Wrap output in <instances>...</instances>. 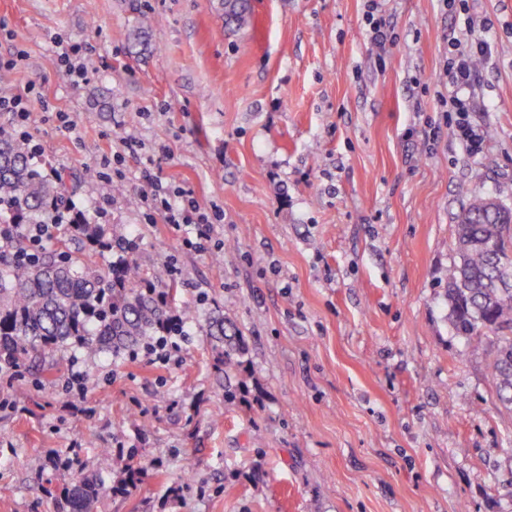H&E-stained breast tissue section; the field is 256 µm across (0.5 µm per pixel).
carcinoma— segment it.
<instances>
[{
    "label": "carcinoma",
    "instance_id": "cac0c4a2",
    "mask_svg": "<svg viewBox=\"0 0 512 512\" xmlns=\"http://www.w3.org/2000/svg\"><path fill=\"white\" fill-rule=\"evenodd\" d=\"M222 7L225 30L249 24L248 0H222ZM63 191V178L46 179L22 142L0 128V212H7V223L19 225L11 246L0 249V366L55 364L70 350L90 359L118 356L166 334L174 313L187 322L194 318L192 309L173 307L177 284L164 271L143 277L136 240L110 224H92L78 211L63 225L59 248L41 252L33 264H18L14 252L27 246L20 225L44 223L64 203ZM488 200L471 198L457 216V261L448 268L445 295L457 334L495 335L498 398L512 407V223H500L512 208ZM114 249L116 260L105 266L94 261ZM206 335L217 365L224 367L229 402L236 397L232 379L247 350L245 338L218 310ZM99 490L98 482L76 477L64 493L67 512H94Z\"/></svg>",
    "mask_w": 512,
    "mask_h": 512
}]
</instances>
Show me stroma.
Here are the masks:
<instances>
[{
  "instance_id": "stroma-1",
  "label": "stroma",
  "mask_w": 512,
  "mask_h": 512,
  "mask_svg": "<svg viewBox=\"0 0 512 512\" xmlns=\"http://www.w3.org/2000/svg\"><path fill=\"white\" fill-rule=\"evenodd\" d=\"M251 5L229 33L221 0H0V94L28 91L41 169L135 237L144 271L175 269L196 312L168 366L70 353L0 380V512H63L77 472L96 512H512L493 341L457 335L445 297L469 197L512 206V0H386L382 57L366 0ZM478 40L470 120L493 136L473 155L441 98ZM126 136L141 149L105 164ZM148 171L220 214L205 251L149 220ZM216 310L248 344L232 403ZM76 363L97 381L82 399ZM131 456L141 484L113 493ZM371 4L368 5L367 22L369 25V41L378 50L379 56L386 52L387 47L396 38L394 36V29L387 25L383 20L382 14L375 12H382L384 0H368Z\"/></svg>"
}]
</instances>
